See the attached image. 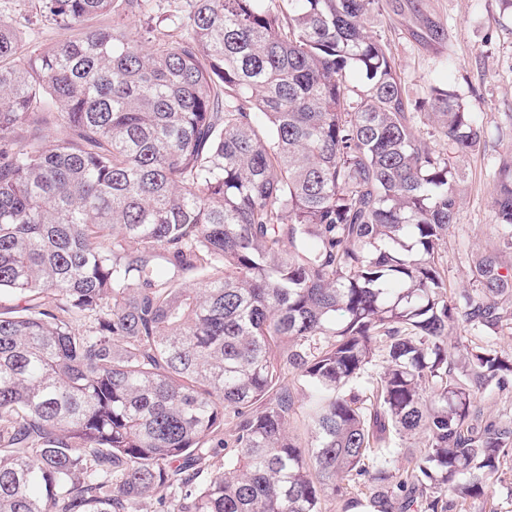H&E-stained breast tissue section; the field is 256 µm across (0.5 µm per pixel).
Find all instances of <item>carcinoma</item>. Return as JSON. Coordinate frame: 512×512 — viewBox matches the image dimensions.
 I'll return each instance as SVG.
<instances>
[{"label":"carcinoma","instance_id":"1","mask_svg":"<svg viewBox=\"0 0 512 512\" xmlns=\"http://www.w3.org/2000/svg\"><path fill=\"white\" fill-rule=\"evenodd\" d=\"M146 6L37 0L72 35L33 54L29 13L0 19V512H320L362 476L374 512L486 495L512 424L473 397L512 358L448 335L507 321L512 153L503 247L450 301L456 162L486 131L432 85L442 148L420 134L379 0ZM290 374L316 391L307 450Z\"/></svg>","mask_w":512,"mask_h":512}]
</instances>
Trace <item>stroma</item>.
I'll return each instance as SVG.
<instances>
[{"instance_id":"35a3bbf8","label":"stroma","mask_w":512,"mask_h":512,"mask_svg":"<svg viewBox=\"0 0 512 512\" xmlns=\"http://www.w3.org/2000/svg\"><path fill=\"white\" fill-rule=\"evenodd\" d=\"M373 30L388 41L397 58L411 109L424 114L427 88L457 90L487 130L472 155L459 160L464 192L457 224L441 252L449 292L472 289L477 258L498 245V227L490 207L498 158L512 151V11L501 0H380ZM444 29L442 39L423 34L426 21ZM512 356V321L486 336L455 327L449 347L463 352L484 344ZM453 512H512V461L501 466L488 496L456 501Z\"/></svg>"}]
</instances>
